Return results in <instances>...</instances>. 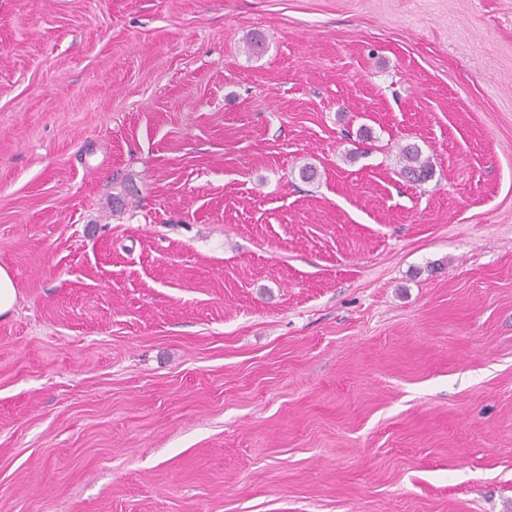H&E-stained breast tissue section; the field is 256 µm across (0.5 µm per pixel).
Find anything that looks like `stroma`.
I'll return each instance as SVG.
<instances>
[{
	"label": "stroma",
	"mask_w": 512,
	"mask_h": 512,
	"mask_svg": "<svg viewBox=\"0 0 512 512\" xmlns=\"http://www.w3.org/2000/svg\"><path fill=\"white\" fill-rule=\"evenodd\" d=\"M0 265V512H512V0H0ZM399 160L402 171L414 183L425 182L432 173V165L428 157L423 158L421 151L414 145L401 148ZM18 291L13 275L0 266V317L9 316L17 303Z\"/></svg>",
	"instance_id": "1"
}]
</instances>
